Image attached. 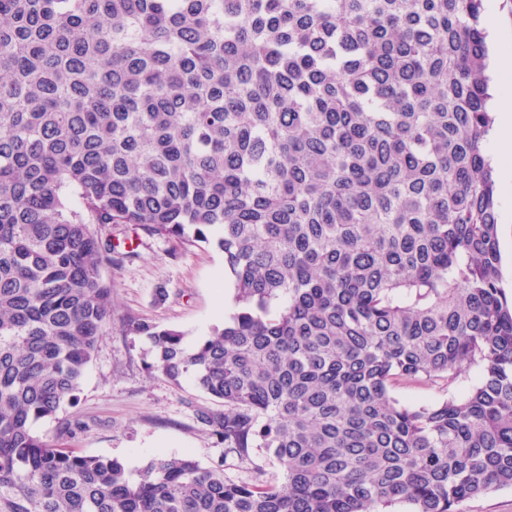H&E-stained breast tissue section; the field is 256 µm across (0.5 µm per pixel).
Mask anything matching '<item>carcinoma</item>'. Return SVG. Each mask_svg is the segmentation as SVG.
Masks as SVG:
<instances>
[{
  "mask_svg": "<svg viewBox=\"0 0 512 512\" xmlns=\"http://www.w3.org/2000/svg\"><path fill=\"white\" fill-rule=\"evenodd\" d=\"M483 0H0V512H460L512 489ZM81 208L69 207V197ZM214 242L234 288L189 349L245 469L60 448L112 321V239ZM463 396L407 405L399 380ZM265 459L281 481L268 477Z\"/></svg>",
  "mask_w": 512,
  "mask_h": 512,
  "instance_id": "cac0c4a2",
  "label": "carcinoma"
}]
</instances>
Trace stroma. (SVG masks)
Masks as SVG:
<instances>
[{
    "label": "stroma",
    "instance_id": "35a3bbf8",
    "mask_svg": "<svg viewBox=\"0 0 512 512\" xmlns=\"http://www.w3.org/2000/svg\"><path fill=\"white\" fill-rule=\"evenodd\" d=\"M503 285L512 296V191L496 190ZM112 240V322L90 361L75 405L37 429L54 443L86 455L117 459L132 471L158 457L195 458L222 466L226 476L245 478L224 445L198 420L200 411H221L184 377L174 384L154 373L150 342L131 329L146 322L177 329L186 346L206 338L231 312L234 290L224 256L204 243L149 235L130 224L103 230Z\"/></svg>",
    "mask_w": 512,
    "mask_h": 512
}]
</instances>
